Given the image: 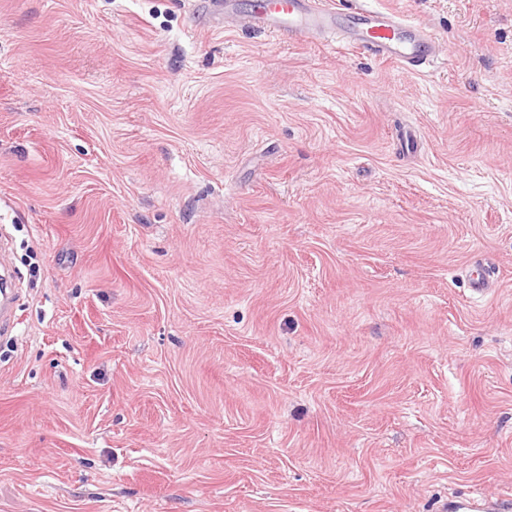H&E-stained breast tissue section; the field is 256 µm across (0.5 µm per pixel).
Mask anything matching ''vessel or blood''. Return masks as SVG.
Here are the masks:
<instances>
[{
    "mask_svg": "<svg viewBox=\"0 0 512 512\" xmlns=\"http://www.w3.org/2000/svg\"><path fill=\"white\" fill-rule=\"evenodd\" d=\"M214 27L235 16L233 0H203ZM250 21L271 35L297 40L312 33L367 53L414 73H423L436 60L437 43L422 28L396 12L360 7L344 10L332 0H255ZM17 322L9 275L0 276V334Z\"/></svg>",
    "mask_w": 512,
    "mask_h": 512,
    "instance_id": "vessel-or-blood-1",
    "label": "vessel or blood"
}]
</instances>
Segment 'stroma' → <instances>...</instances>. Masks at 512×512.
I'll use <instances>...</instances> for the list:
<instances>
[{"label":"stroma","mask_w":512,"mask_h":512,"mask_svg":"<svg viewBox=\"0 0 512 512\" xmlns=\"http://www.w3.org/2000/svg\"><path fill=\"white\" fill-rule=\"evenodd\" d=\"M252 2L0 0V512L512 496V0H337L428 76ZM206 13L216 28L222 29L235 16L234 0H202ZM253 27L290 40L311 33L355 48L410 72L424 73L437 60L436 40L396 12L360 7L344 10L324 0H255ZM0 290V334L3 336L11 331L17 322L14 293L11 288L10 277L3 267Z\"/></svg>","instance_id":"obj_1"}]
</instances>
